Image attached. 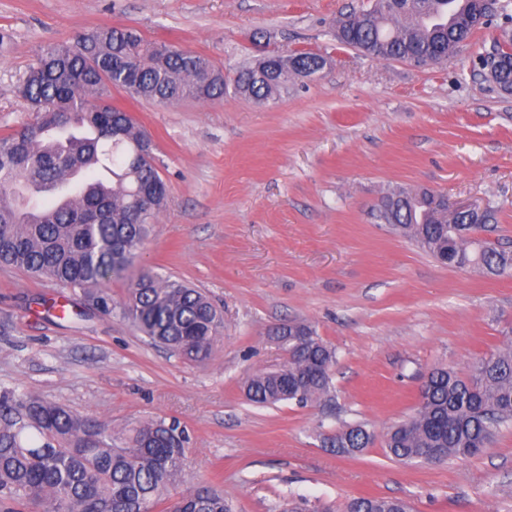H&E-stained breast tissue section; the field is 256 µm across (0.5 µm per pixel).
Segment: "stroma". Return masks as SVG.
I'll return each mask as SVG.
<instances>
[{
    "instance_id": "1",
    "label": "stroma",
    "mask_w": 512,
    "mask_h": 512,
    "mask_svg": "<svg viewBox=\"0 0 512 512\" xmlns=\"http://www.w3.org/2000/svg\"><path fill=\"white\" fill-rule=\"evenodd\" d=\"M370 0H0V137L34 123L16 92L53 45L100 26L207 57L232 76L265 53L324 56L323 73L258 105L234 92L173 105L113 90L151 137L168 205L138 268L206 292L224 315L212 359L189 364L123 320L22 271L0 267V389L31 393L118 429L179 421L192 486L216 485L238 512H279L358 497L406 500L412 512H512V425L471 458L403 463L388 427L413 415L436 367L468 375L512 342V275L438 263L372 213L396 187L491 205L484 231L512 248V95L478 73L499 33L474 31L447 62L416 67L363 55L336 20ZM68 302L57 317L44 302ZM288 321L335 347L328 399L263 407L241 389L281 366L273 339ZM361 424V455L333 450ZM373 441V432L367 430L363 425L357 424L342 430V432L332 440L331 447L336 449L338 453L356 456L361 454Z\"/></svg>"
}]
</instances>
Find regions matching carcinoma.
I'll list each match as a JSON object with an SVG mask.
<instances>
[{
    "instance_id": "obj_1",
    "label": "carcinoma",
    "mask_w": 512,
    "mask_h": 512,
    "mask_svg": "<svg viewBox=\"0 0 512 512\" xmlns=\"http://www.w3.org/2000/svg\"><path fill=\"white\" fill-rule=\"evenodd\" d=\"M498 0H374L336 19L342 44L383 61L439 64L487 24L500 35L478 54L480 75L512 90V14ZM325 58L298 53L272 71L248 62L232 82L204 57L170 53L123 28H96L71 46L50 47L29 67L18 93L36 122L0 138V266L79 288L104 313L114 305L107 284L131 271L149 228L168 201L160 172L144 157L145 133L116 107H97L112 89L159 104L209 102L227 89L264 104L288 83L320 74ZM378 217L439 263L486 274H512V250L471 247L475 224H496L492 206L448 213L445 196L399 188L376 206ZM120 313L151 342L188 362H204L224 335V319L201 291L149 273L131 283ZM275 339L283 366L244 381L249 401L271 406L318 403L331 393L336 349L301 322L281 324ZM512 423V348L480 359L463 378L451 368L430 373L413 416L388 428L384 447L413 462L480 453ZM33 430L40 442L32 443ZM374 441L363 425L332 440L356 456ZM187 436L173 420L149 418L115 431L34 394L0 390V512H154L186 482ZM398 498H356L345 512H408ZM170 512H234L218 490L201 487Z\"/></svg>"
}]
</instances>
